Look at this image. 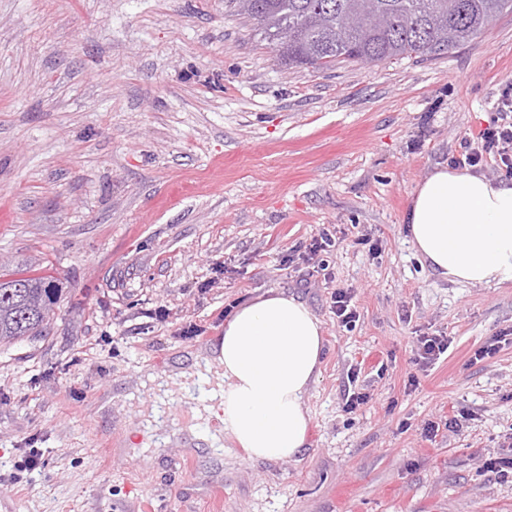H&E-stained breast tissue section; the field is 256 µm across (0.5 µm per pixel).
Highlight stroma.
<instances>
[{"label":"stroma","mask_w":512,"mask_h":512,"mask_svg":"<svg viewBox=\"0 0 512 512\" xmlns=\"http://www.w3.org/2000/svg\"><path fill=\"white\" fill-rule=\"evenodd\" d=\"M510 77L512 12L436 59L318 70L227 0H0V260L70 288L47 336L0 343V512H214L216 490L222 512H512V474L483 467L512 454V343L473 358L512 330V286L441 278L404 224ZM325 230L335 246L289 262ZM271 289L323 322L303 452L251 460L152 420L153 377ZM423 333L451 339L424 371ZM354 389L371 400L350 411ZM352 298L351 291L343 288L336 289V292L332 295L333 313L339 323L344 326L356 322L359 317L355 306L352 304Z\"/></svg>","instance_id":"obj_1"}]
</instances>
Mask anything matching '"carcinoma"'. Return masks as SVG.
I'll use <instances>...</instances> for the list:
<instances>
[{"label": "carcinoma", "instance_id": "cac0c4a2", "mask_svg": "<svg viewBox=\"0 0 512 512\" xmlns=\"http://www.w3.org/2000/svg\"><path fill=\"white\" fill-rule=\"evenodd\" d=\"M290 66L433 58L482 36L512 0H230ZM63 289L43 274L0 273V342L46 332Z\"/></svg>", "mask_w": 512, "mask_h": 512}]
</instances>
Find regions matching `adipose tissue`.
I'll use <instances>...</instances> for the list:
<instances>
[{"label":"adipose tissue","instance_id":"1","mask_svg":"<svg viewBox=\"0 0 512 512\" xmlns=\"http://www.w3.org/2000/svg\"><path fill=\"white\" fill-rule=\"evenodd\" d=\"M406 232L440 277L469 286L512 283V181L435 168L413 190ZM321 320L302 300L267 291L238 306L207 354L164 374L166 387L201 386L192 439L230 440L265 462L301 453L311 425L306 400L320 374Z\"/></svg>","mask_w":512,"mask_h":512}]
</instances>
